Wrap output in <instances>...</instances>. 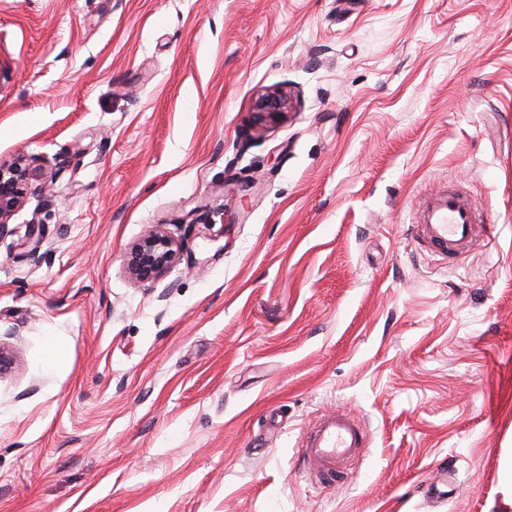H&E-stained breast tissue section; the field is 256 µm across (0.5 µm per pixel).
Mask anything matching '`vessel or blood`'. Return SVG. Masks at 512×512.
Wrapping results in <instances>:
<instances>
[{
	"instance_id": "1",
	"label": "vessel or blood",
	"mask_w": 512,
	"mask_h": 512,
	"mask_svg": "<svg viewBox=\"0 0 512 512\" xmlns=\"http://www.w3.org/2000/svg\"><path fill=\"white\" fill-rule=\"evenodd\" d=\"M476 212V202L456 189L443 188L428 194L415 212L418 243L443 259L466 255L481 238ZM365 443L360 421L339 410L317 418L301 441L300 453L324 478L331 479L339 465Z\"/></svg>"
}]
</instances>
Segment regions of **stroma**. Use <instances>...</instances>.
Instances as JSON below:
<instances>
[{
  "mask_svg": "<svg viewBox=\"0 0 512 512\" xmlns=\"http://www.w3.org/2000/svg\"><path fill=\"white\" fill-rule=\"evenodd\" d=\"M0 61V512H512V0H0ZM445 183L488 235L447 272ZM290 97L286 90H275L263 94L257 101L258 114L275 116L288 112ZM259 120H263V116ZM31 175L22 158L0 162V240L14 234L11 221L24 206ZM476 212V202L454 188L428 194L415 212L417 242L441 259L448 255L461 258L482 236ZM178 253L176 241L161 225H156L131 248L127 266L130 273L139 280H156L177 259ZM366 435L360 421L350 413L336 412L320 415L305 437L299 452L326 479L336 477L340 464L352 457L358 448L365 447Z\"/></svg>",
  "mask_w": 512,
  "mask_h": 512,
  "instance_id": "1",
  "label": "stroma"
}]
</instances>
